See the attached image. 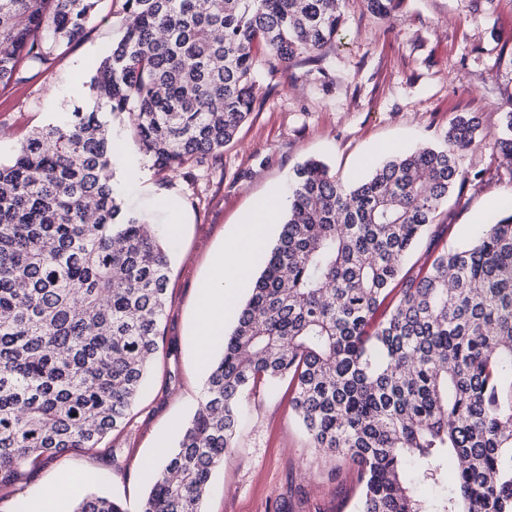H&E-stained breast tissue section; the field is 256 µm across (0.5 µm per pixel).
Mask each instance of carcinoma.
Instances as JSON below:
<instances>
[{
    "label": "carcinoma",
    "mask_w": 512,
    "mask_h": 512,
    "mask_svg": "<svg viewBox=\"0 0 512 512\" xmlns=\"http://www.w3.org/2000/svg\"><path fill=\"white\" fill-rule=\"evenodd\" d=\"M99 2L0 0V87L79 40ZM366 3L386 17L400 0ZM342 4L124 0V36L90 80L93 107L0 161V488L24 465L124 429L159 350L170 246L122 206L110 119L128 115L156 168L203 166L253 112L260 61L286 73L319 57ZM478 131L461 116L441 146L395 155L355 184L314 160L293 170L278 238L201 409L138 512H203L245 393L284 378L311 447L357 466L359 512H512V206L426 271L404 270L467 181L461 156ZM493 147L512 165V112ZM420 486L443 492L427 499ZM72 512L127 510L91 494Z\"/></svg>",
    "instance_id": "1"
}]
</instances>
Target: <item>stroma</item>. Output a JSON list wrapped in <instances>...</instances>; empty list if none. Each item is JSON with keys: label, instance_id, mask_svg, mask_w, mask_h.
<instances>
[{"label": "stroma", "instance_id": "obj_1", "mask_svg": "<svg viewBox=\"0 0 512 512\" xmlns=\"http://www.w3.org/2000/svg\"><path fill=\"white\" fill-rule=\"evenodd\" d=\"M342 12V31L321 64L300 58L286 73L258 67L255 110L216 160L160 172L127 147L116 167L119 194L172 244L160 350L130 425L101 448L28 468L14 492L0 491V512H40L49 493L60 512L92 492L136 508L148 490L142 461L175 446L201 399L207 369L193 353L201 283L255 203L284 194L298 164L316 158L352 182L390 150L441 145L457 116L476 117L485 139L464 152L467 183L440 206L408 258L417 269L432 252L472 239L512 195V173L491 140L512 111V0H401L384 18L364 0H345ZM124 27L123 0H101L80 41L0 88V128L11 134L1 161L34 129L92 107L88 66ZM292 397L285 380L246 393L234 453L213 474L203 512H356L357 467L311 447Z\"/></svg>", "mask_w": 512, "mask_h": 512}]
</instances>
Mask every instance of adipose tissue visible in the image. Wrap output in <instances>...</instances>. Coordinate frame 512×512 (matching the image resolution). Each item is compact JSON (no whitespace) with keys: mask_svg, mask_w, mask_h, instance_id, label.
<instances>
[{"mask_svg":"<svg viewBox=\"0 0 512 512\" xmlns=\"http://www.w3.org/2000/svg\"><path fill=\"white\" fill-rule=\"evenodd\" d=\"M280 206V201L269 199L254 210L250 223L242 226L234 250L217 267L212 280L206 281L194 337V353L199 363L209 361L214 338L224 329V313L237 308L235 286L251 279L253 257L264 249L266 226Z\"/></svg>","mask_w":512,"mask_h":512,"instance_id":"adipose-tissue-1","label":"adipose tissue"}]
</instances>
